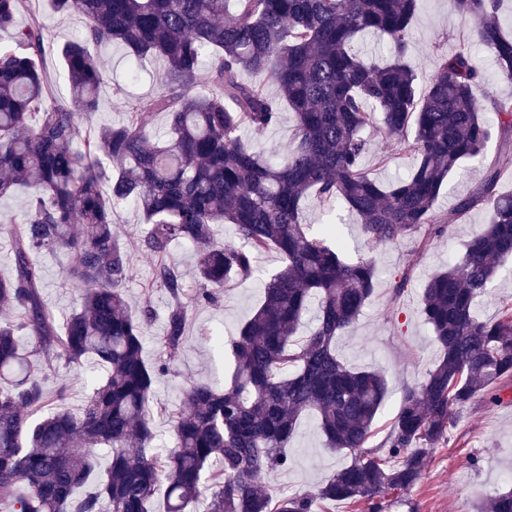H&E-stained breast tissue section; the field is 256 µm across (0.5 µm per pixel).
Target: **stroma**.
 <instances>
[{"instance_id":"obj_1","label":"stroma","mask_w":512,"mask_h":512,"mask_svg":"<svg viewBox=\"0 0 512 512\" xmlns=\"http://www.w3.org/2000/svg\"><path fill=\"white\" fill-rule=\"evenodd\" d=\"M42 16L45 23V52L39 65L59 101H67L69 81L59 49L83 27L80 16L62 17L52 12L49 0H29L28 10L20 14L26 23L29 14ZM472 36L457 14L453 0H420L412 25L408 60L419 76L420 87H427L436 71L439 53H452L471 45ZM104 64L101 106L91 124L82 125L81 135L94 128L121 123L133 98L154 94L160 87L164 63L156 57L141 61L140 76L127 75L128 52L119 45L103 46ZM363 164L379 182L387 183L405 175L414 164L411 154L401 150L397 141L380 143ZM484 177L480 162H464L461 169L449 174L436 202L437 212L454 207ZM490 213L489 206L471 210L452 224L443 237L421 246L420 234H412L397 244L368 250L357 216L343 206H336L333 218L341 231L350 255L373 254L381 276L376 294L364 308L354 329L336 338V356L353 369L385 371L389 393L374 424L375 434L369 448H377L387 436L390 422L404 385L421 381L437 360V351L420 314L421 283L436 269L454 260L464 241L477 232ZM115 230L133 244L132 278L125 284L131 305L150 302L155 317L146 330L144 357L148 362L167 358L168 373L161 378L152 402L155 448L166 450L174 444L172 416L181 406L182 391L191 383L224 386L231 379L229 358L221 341L235 334L237 328L257 310L262 300L261 275L275 272L281 265L276 251L261 255L257 276L230 280L224 287L219 304H194L189 308L185 343L177 354L167 355L162 346L164 317L169 298L165 291L153 287L156 259L138 249L148 226L139 210L122 204L114 213ZM35 259L42 268V299L58 323L78 307L75 287L63 278L67 258L61 253L41 252ZM408 273L410 283L397 301H390L394 275ZM41 384L48 401L64 396L71 411H78L95 382L105 369L86 361L82 370H74L61 361L41 366ZM288 467L259 478L260 486L281 496L301 495L314 491L339 469L353 460L349 451L327 447L312 417H303L288 448ZM512 486V386L500 393L499 401L480 399L464 409L447 441L434 448L420 481L407 492L381 495L371 502L351 506L337 503L332 512H476L478 503L497 490Z\"/></svg>"}]
</instances>
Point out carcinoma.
Returning <instances> with one entry per match:
<instances>
[{
	"instance_id": "obj_1",
	"label": "carcinoma",
	"mask_w": 512,
	"mask_h": 512,
	"mask_svg": "<svg viewBox=\"0 0 512 512\" xmlns=\"http://www.w3.org/2000/svg\"><path fill=\"white\" fill-rule=\"evenodd\" d=\"M476 43L512 81V36L497 20L502 0H454ZM61 16L78 13L82 33L60 50L70 100L57 102L39 66L44 23L27 0H0V199L29 190L8 225L10 265L0 271V305L18 316L0 323V509L3 512H321L405 492L433 450L448 439L461 411L477 398L496 400L512 381V302L480 321L474 308L494 280L512 275V194L499 192L512 171V97L480 99L483 81L471 50L440 56L428 89L406 61L418 0H51ZM391 42L378 65L352 51L365 33ZM117 43L136 60L165 63L162 90L131 103L125 122L77 142L80 125L100 110L104 81L99 48ZM206 91H194L205 56ZM267 75L279 97L244 74ZM293 113L292 141L276 160L253 150L242 131L275 125ZM166 117V139L152 130ZM498 141L488 153L491 127ZM399 140L416 157L404 179L379 184L364 167L372 134ZM483 180L454 209L434 204L448 175L468 160ZM355 212L372 248L415 232L442 236L468 211L492 203L486 227L464 244L459 262L430 274L421 313L438 359L423 380L403 387L390 431L376 451L365 445L387 394L378 370H351L334 342L359 318L380 271L372 256L348 260L337 228L313 236L301 223L305 199ZM133 203L150 231L143 247L159 257L155 282L169 295L163 347L183 345L188 297L179 269L162 260L175 241L197 247L193 301L211 303L232 278L248 279L270 248L281 267L263 302L227 341L231 384L191 383L173 419L174 446L153 448V386L167 364H148L149 302L136 311L123 287L128 250L113 230L117 205ZM231 224L237 243L215 241ZM64 251L67 282L81 302L58 327L40 288L39 252ZM304 340H294L311 307ZM34 349L78 370L93 357L106 377L79 413L63 405L33 422L46 396ZM308 412L331 447L354 461L315 491L276 497L259 476L288 466L286 448ZM101 449L111 455L97 470ZM91 490L83 495L77 490ZM478 512H512V488L483 500Z\"/></svg>"
}]
</instances>
